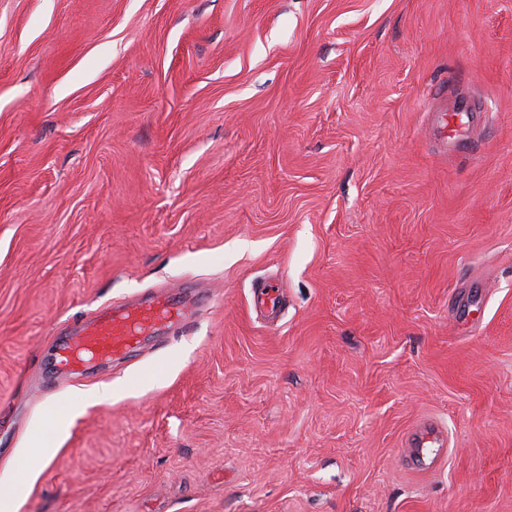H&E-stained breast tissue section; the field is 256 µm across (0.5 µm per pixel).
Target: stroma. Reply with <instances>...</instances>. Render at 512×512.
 Listing matches in <instances>:
<instances>
[{
	"label": "stroma",
	"mask_w": 512,
	"mask_h": 512,
	"mask_svg": "<svg viewBox=\"0 0 512 512\" xmlns=\"http://www.w3.org/2000/svg\"><path fill=\"white\" fill-rule=\"evenodd\" d=\"M0 405L17 512H512V0H0ZM431 112V118L434 124H436L437 128L440 130L445 143L447 144L448 140V127L454 123V120L459 116L467 115L468 112H472L470 110V103L461 102L457 106L456 112L448 113L447 109L444 107L437 108ZM281 300L280 288L273 284H263L255 288L253 303L255 308H263L274 312L278 309ZM201 302L200 297L189 298L178 290L106 307L90 321L59 332L54 365L77 375L96 362L125 358L147 337L176 334L193 319Z\"/></svg>",
	"instance_id": "stroma-1"
}]
</instances>
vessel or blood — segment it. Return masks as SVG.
<instances>
[{
  "label": "vessel or blood",
  "mask_w": 512,
  "mask_h": 512,
  "mask_svg": "<svg viewBox=\"0 0 512 512\" xmlns=\"http://www.w3.org/2000/svg\"><path fill=\"white\" fill-rule=\"evenodd\" d=\"M280 300L276 285L264 284L254 291L255 307L272 312ZM200 304V298L170 291L104 308L90 321L61 330L54 365L61 372L77 375L94 363L127 357L145 338L176 334L193 319Z\"/></svg>",
  "instance_id": "obj_1"
}]
</instances>
